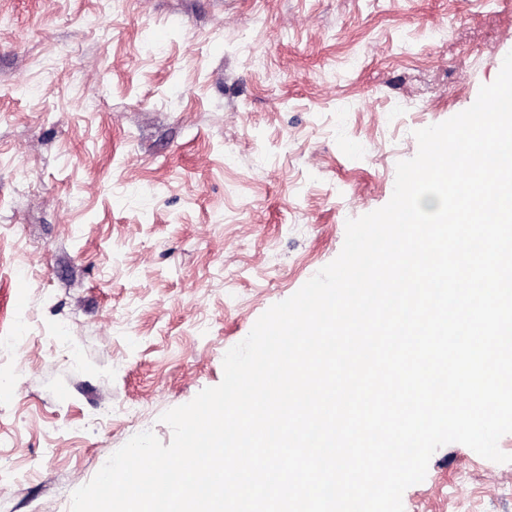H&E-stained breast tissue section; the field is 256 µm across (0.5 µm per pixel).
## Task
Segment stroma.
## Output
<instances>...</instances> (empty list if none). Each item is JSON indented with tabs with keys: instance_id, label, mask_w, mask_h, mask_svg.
I'll return each instance as SVG.
<instances>
[{
	"instance_id": "obj_1",
	"label": "stroma",
	"mask_w": 512,
	"mask_h": 512,
	"mask_svg": "<svg viewBox=\"0 0 512 512\" xmlns=\"http://www.w3.org/2000/svg\"><path fill=\"white\" fill-rule=\"evenodd\" d=\"M510 52L512 0H0V512L170 443ZM402 501L512 512V462L446 444Z\"/></svg>"
}]
</instances>
